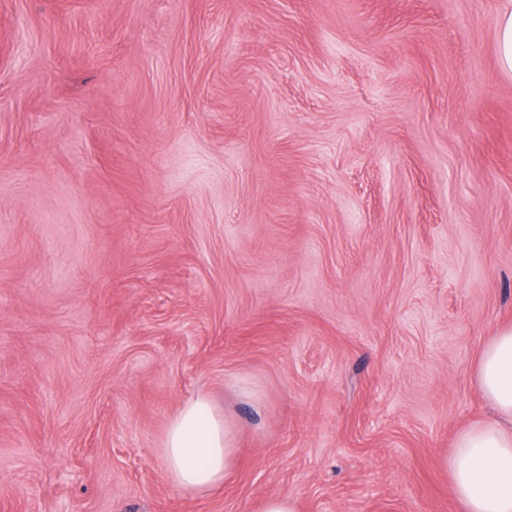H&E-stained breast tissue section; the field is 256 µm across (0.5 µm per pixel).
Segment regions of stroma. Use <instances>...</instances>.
Returning <instances> with one entry per match:
<instances>
[{
	"mask_svg": "<svg viewBox=\"0 0 512 512\" xmlns=\"http://www.w3.org/2000/svg\"><path fill=\"white\" fill-rule=\"evenodd\" d=\"M512 0H0V512H459L512 326ZM207 393L223 492L175 486ZM496 47L501 68L512 73V10L500 14L496 24ZM169 479L192 494L224 490L236 455V436L209 396L199 394L182 405L170 420L162 447ZM297 501L288 494L269 496L255 505V512H297Z\"/></svg>",
	"mask_w": 512,
	"mask_h": 512,
	"instance_id": "stroma-1",
	"label": "stroma"
}]
</instances>
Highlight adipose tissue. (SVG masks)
<instances>
[{
  "instance_id": "adipose-tissue-1",
  "label": "adipose tissue",
  "mask_w": 512,
  "mask_h": 512,
  "mask_svg": "<svg viewBox=\"0 0 512 512\" xmlns=\"http://www.w3.org/2000/svg\"><path fill=\"white\" fill-rule=\"evenodd\" d=\"M476 385L491 415L458 436L450 460L462 512H512V328L484 348ZM169 479L192 494L222 492L231 477L236 436L223 410L200 394L170 420L162 447Z\"/></svg>"
}]
</instances>
